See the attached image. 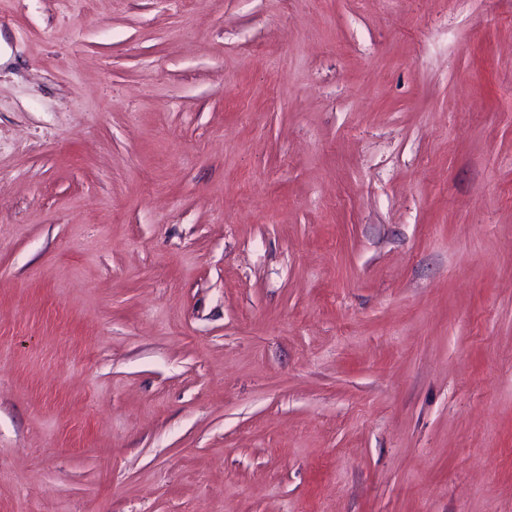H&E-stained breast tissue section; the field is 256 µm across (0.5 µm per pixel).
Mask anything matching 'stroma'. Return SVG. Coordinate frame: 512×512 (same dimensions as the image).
Returning <instances> with one entry per match:
<instances>
[{"mask_svg":"<svg viewBox=\"0 0 512 512\" xmlns=\"http://www.w3.org/2000/svg\"><path fill=\"white\" fill-rule=\"evenodd\" d=\"M0 512H512V0H0Z\"/></svg>","mask_w":512,"mask_h":512,"instance_id":"obj_1","label":"stroma"}]
</instances>
